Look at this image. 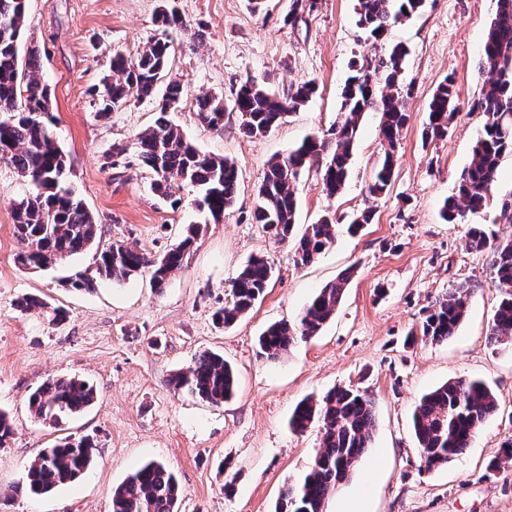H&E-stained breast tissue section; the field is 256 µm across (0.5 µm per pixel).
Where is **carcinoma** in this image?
Here are the masks:
<instances>
[{
  "mask_svg": "<svg viewBox=\"0 0 512 512\" xmlns=\"http://www.w3.org/2000/svg\"><path fill=\"white\" fill-rule=\"evenodd\" d=\"M480 67L493 79L489 89L471 108L486 115L483 132L475 142L468 166L462 171L457 193L443 206V218L455 224L468 212L485 204L501 158L512 153V0H496ZM423 0H356L358 25L377 40L392 24L417 12ZM26 17V0H0V160L10 164L33 186L14 208V228L21 250L16 261L24 266L49 268L90 249L97 239V224L82 200L62 185L68 167L66 154L57 146L50 129V91L40 77V58L32 49L20 54ZM157 22L163 28L189 27L170 7L161 6ZM406 51L395 45L382 56H366L355 62L353 75L341 92L343 118L329 137L302 142L284 156L271 158L257 189L256 223L278 242L291 246L297 266L314 263L338 236L332 214L314 224H297V182L315 169L330 197L345 186L356 145L359 120L371 111L381 113L380 135L386 148L377 167L370 194H386L394 176V156L407 120V96L403 93V61ZM171 46L158 38L136 56L112 52L110 67L115 80L95 90L96 116L107 117L126 104L130 93L157 103L154 124L137 135L138 158L155 174L153 191L176 206L177 190L184 184L196 188L195 205L219 221L234 204L239 171L228 158L217 159L199 150L179 126L165 114L182 100L183 83L169 76ZM316 93L314 81L302 82L282 94L270 92L256 79L247 80L236 93L230 110L241 119L245 133L263 135L281 124L285 115L308 102ZM228 108L219 95L196 99L195 116L205 128L221 132ZM454 84L446 79L428 105L423 138L432 142L448 134L459 112ZM198 229L187 234L163 256L151 259L135 248L112 244L99 252L94 274L79 273L67 281L70 288L91 293L101 281L121 282L142 271L150 273L154 288H165L182 268ZM468 247L492 252L491 269L500 301L489 330L490 343L512 340V239L499 241L486 224H472ZM354 269L340 273L319 289L293 322H274L258 336L261 354L276 360L300 340L318 335L335 316ZM274 268L262 258L247 261L232 280L231 302L218 309L216 320L231 326L245 316L262 297ZM467 290L460 285L438 298L411 331L432 343L455 334L467 313ZM22 312L48 308L42 298L25 294L18 298ZM175 387L218 406L231 400L237 388L236 373L224 356L205 351L192 367L174 375ZM95 390L75 378H52L28 397V408L52 425L80 414L92 405ZM492 391L482 382L450 379L423 395L415 407L413 433L424 466L439 467L463 454L477 429L496 411ZM321 427L320 448L310 472L281 492L275 512H324L326 500L349 477L366 449L376 425L374 400L353 388L339 387L319 400L304 398L293 409L289 424L302 433L313 424ZM94 442L89 437H65L42 450L29 467L25 490L34 496L66 486L93 463ZM182 491L176 475L163 463L151 461L132 473L112 493L110 512H178Z\"/></svg>",
  "mask_w": 512,
  "mask_h": 512,
  "instance_id": "cac0c4a2",
  "label": "carcinoma"
}]
</instances>
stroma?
I'll list each match as a JSON object with an SVG mask.
<instances>
[{"mask_svg": "<svg viewBox=\"0 0 512 512\" xmlns=\"http://www.w3.org/2000/svg\"><path fill=\"white\" fill-rule=\"evenodd\" d=\"M171 3L202 27L201 42L180 29L161 31V0L28 2L22 46L40 54L51 129L70 161L65 186L92 214L99 246L120 241L159 257L190 227L199 232L163 290L151 288L144 274L101 282L92 293L68 290L66 277L93 267L94 251L44 270L20 267L12 207L32 186L0 162V411L13 423L0 445V512H108L113 489L152 460L176 473L180 512H274L280 489L309 470L321 441L319 427L290 429L294 406L337 387L366 390L377 419L370 448L325 512H512V460L502 454L512 438V344L487 342L499 292L490 253L467 244L472 224L512 238V223L501 217L502 202L512 197V154L501 159L482 209L458 224L441 218L484 126V115L470 104L489 87L480 59L496 0H425L388 31L386 43L407 50L403 76L410 88L391 188L379 197L368 191L384 153L380 115L369 112L359 122L349 178L335 197L326 196L316 172L301 175L297 221L314 223L329 210L344 225L367 209L373 221L357 234L340 233L308 266L295 265L289 246L254 223L256 193L272 156L328 136L340 121L351 65L374 51L357 25L356 0H264L257 10L249 0ZM292 14L299 23H288ZM161 36L174 48L171 76L187 85L172 120L202 152L239 169L235 203L216 223L197 210L191 186L175 207L153 192L154 175L140 166L135 149L138 133L154 121L153 103L132 97L108 117L95 114L93 93L110 73V53L134 55ZM250 78L276 93L308 79L318 90L264 135L245 134L235 114L225 117L220 133L197 122L198 96L232 101ZM447 78L460 111L447 137L423 141L430 99ZM117 145L126 149L125 164L113 169L106 160ZM254 257L274 265V279L247 316L217 326L214 311L229 303L233 278ZM351 265L356 273L322 332L278 360L262 356V330L294 320ZM462 283L469 287L468 309L455 335L407 343L422 310ZM26 293L63 307L66 320L20 311L16 302ZM205 351L223 354L237 374L234 398L219 406L171 383ZM52 377L83 379L96 391L90 408L58 426L28 408L29 394ZM455 378L484 381L498 410L462 455L430 470L421 464L412 412L423 394ZM67 435L93 438L88 471L42 497L18 494L40 451ZM493 461L497 469L487 471Z\"/></svg>", "mask_w": 512, "mask_h": 512, "instance_id": "1", "label": "stroma"}]
</instances>
